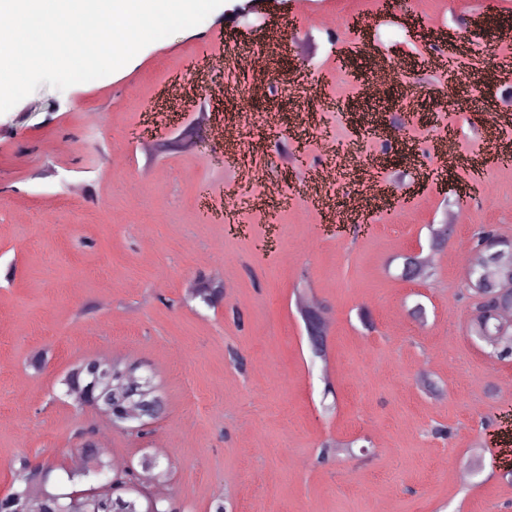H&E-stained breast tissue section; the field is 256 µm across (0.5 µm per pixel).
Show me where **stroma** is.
I'll return each instance as SVG.
<instances>
[{
  "instance_id": "obj_1",
  "label": "stroma",
  "mask_w": 512,
  "mask_h": 512,
  "mask_svg": "<svg viewBox=\"0 0 512 512\" xmlns=\"http://www.w3.org/2000/svg\"><path fill=\"white\" fill-rule=\"evenodd\" d=\"M237 2L121 71L62 91L41 84L0 114V495L20 456L63 485L90 430L113 464L153 456L167 476L149 489L187 512L217 500L226 512H512V362L469 332L463 262L477 226L512 240V164L487 161L479 134L500 92L474 89L459 105L439 85L419 88L421 119L406 139L387 133L404 156L395 190L414 202L364 201L358 228L317 223L279 152L286 143L308 166L329 164L327 134L366 161L380 148L366 134L380 104L344 59L378 53L406 80L416 17L457 30L474 59L490 45L512 56V0H266V29L230 31L224 12ZM361 15L375 23L360 32ZM268 44L274 94L223 101L228 115L272 116L243 128L252 175L229 183L221 135L200 129L207 88L227 75L197 76L190 62L203 47L246 58ZM300 45L324 101L295 89ZM175 75L186 100L171 106L161 92ZM451 130L459 160L447 168L433 143ZM477 176L488 190L474 221L431 252V228ZM271 179L286 202L257 204ZM412 252L431 256V280L402 277ZM206 281L224 286L210 306L191 295ZM306 294L325 306L322 359L300 315ZM95 356L154 379L163 410L147 435L65 396L60 378ZM326 445L339 452L324 462Z\"/></svg>"
}]
</instances>
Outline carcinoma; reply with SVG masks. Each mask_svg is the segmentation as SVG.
Segmentation results:
<instances>
[{"instance_id":"1","label":"carcinoma","mask_w":512,"mask_h":512,"mask_svg":"<svg viewBox=\"0 0 512 512\" xmlns=\"http://www.w3.org/2000/svg\"><path fill=\"white\" fill-rule=\"evenodd\" d=\"M512 277V255L501 256L498 264L487 267V280L495 284L498 279ZM512 308V292L490 298L483 316L472 320L475 336L489 349V355L501 360L512 361V327L500 334L504 325L502 313ZM79 385L92 389L95 404L93 408L110 413L120 424V414L138 406L141 410L140 423L155 418L153 404L158 399L150 381L137 375L133 364H112V360L99 357L86 359L77 365ZM66 389L75 390L71 377L65 376ZM82 450L86 460L94 465H85L68 474L71 485H110L114 491L95 496L86 505L87 512H186L185 507L175 498L152 500L132 488L140 483L141 473L156 469L154 459L144 457L138 467L114 470L111 461L101 457L93 444L92 436L84 434ZM14 483L10 492L0 497V512H64L69 504L68 493L59 492L40 482L41 470L29 459L21 457L12 465Z\"/></svg>"}]
</instances>
